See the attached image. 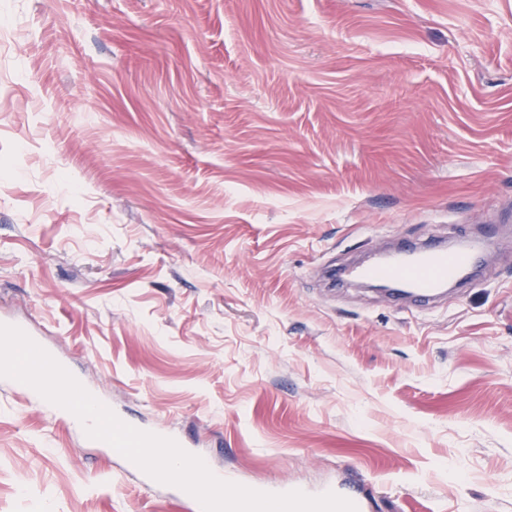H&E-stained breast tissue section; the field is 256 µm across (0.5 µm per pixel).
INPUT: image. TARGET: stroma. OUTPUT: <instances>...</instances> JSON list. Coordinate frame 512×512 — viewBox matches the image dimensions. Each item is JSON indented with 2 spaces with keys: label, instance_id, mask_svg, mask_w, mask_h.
Instances as JSON below:
<instances>
[{
  "label": "stroma",
  "instance_id": "stroma-1",
  "mask_svg": "<svg viewBox=\"0 0 512 512\" xmlns=\"http://www.w3.org/2000/svg\"><path fill=\"white\" fill-rule=\"evenodd\" d=\"M512 0H0V322L226 480L512 512ZM494 236L429 310L329 268ZM0 512H193L0 378Z\"/></svg>",
  "mask_w": 512,
  "mask_h": 512
}]
</instances>
